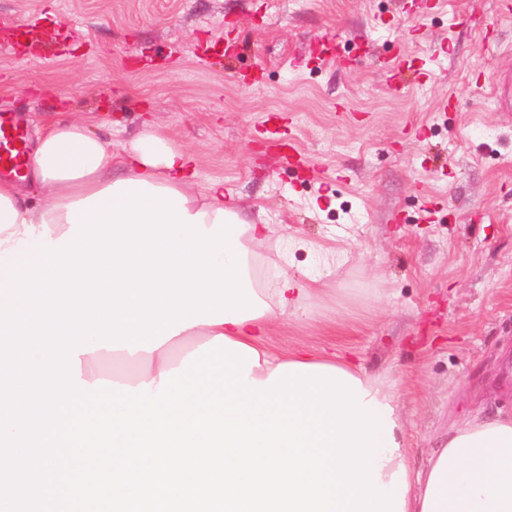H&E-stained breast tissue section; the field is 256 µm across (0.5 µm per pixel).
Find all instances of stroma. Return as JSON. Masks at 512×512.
<instances>
[{
    "label": "stroma",
    "mask_w": 512,
    "mask_h": 512,
    "mask_svg": "<svg viewBox=\"0 0 512 512\" xmlns=\"http://www.w3.org/2000/svg\"><path fill=\"white\" fill-rule=\"evenodd\" d=\"M495 2L449 0L417 35L422 0H0V106L33 129L83 119L116 151L156 132L194 155L191 193L223 181L249 220L308 241L254 252L257 287L320 280L307 313L270 324L271 348L385 377L418 468L463 410V382L485 388L486 414L512 412V112L488 84L512 67V20L494 21ZM29 21L51 29L50 60L11 50ZM320 38L346 66L308 68ZM398 53L434 56V80L392 91L379 64ZM270 115L292 117L314 178L259 150Z\"/></svg>",
    "instance_id": "35a3bbf8"
}]
</instances>
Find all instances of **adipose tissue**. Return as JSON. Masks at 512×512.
Returning <instances> with one entry per match:
<instances>
[{"instance_id": "1", "label": "adipose tissue", "mask_w": 512, "mask_h": 512, "mask_svg": "<svg viewBox=\"0 0 512 512\" xmlns=\"http://www.w3.org/2000/svg\"><path fill=\"white\" fill-rule=\"evenodd\" d=\"M25 177L0 179V274L17 252L33 244L68 237V217L77 204L100 197L101 190L117 181L139 180L152 187L178 191L188 214H200L212 227L219 210L239 215L224 203V186L211 183L206 192L194 195L188 188L195 176L193 158L169 146L156 135L137 137L129 149L113 152L109 143L79 120L51 122L37 132ZM40 188L41 203L27 206L23 183ZM316 293L314 278L282 276L275 287L257 289L267 304L263 315L238 323L198 324L147 352L117 351V358L137 367L136 375H122L118 384L148 383L158 390L161 373L176 368L173 350L190 340L209 342L224 335L254 349L259 364L250 376L265 381L281 365L326 366L358 379L362 392L392 424L386 434L385 455L377 474L379 484H389L394 474L404 473L407 488L402 512H512V413L489 417L465 409L440 439L422 470L410 467L406 454V424L396 393L385 379L368 374L361 366L339 355H315L303 349L274 353L267 343V326L278 317L305 313Z\"/></svg>"}]
</instances>
